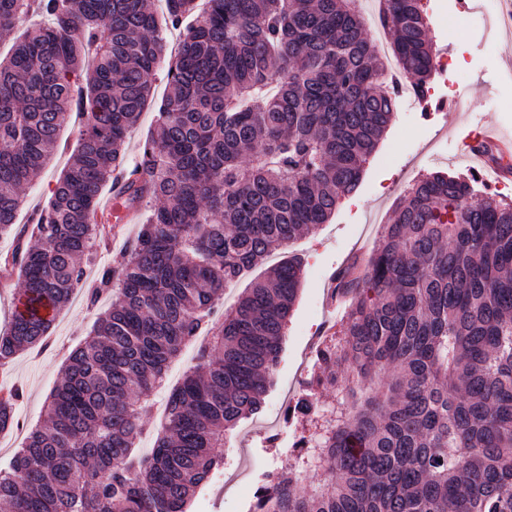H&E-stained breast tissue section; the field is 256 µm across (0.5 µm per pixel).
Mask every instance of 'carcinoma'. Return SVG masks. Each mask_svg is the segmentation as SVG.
Listing matches in <instances>:
<instances>
[{"instance_id": "cac0c4a2", "label": "carcinoma", "mask_w": 512, "mask_h": 512, "mask_svg": "<svg viewBox=\"0 0 512 512\" xmlns=\"http://www.w3.org/2000/svg\"><path fill=\"white\" fill-rule=\"evenodd\" d=\"M175 54L147 0H0V235L11 233L18 298L59 311L81 258L111 232L99 195L122 173L143 210L122 260L88 291L110 306L69 358L45 419L0 469L4 512H188L224 466V434L262 408L300 290L303 260L254 278L220 326L224 287L328 223L358 187L389 125L388 79L357 0H164ZM378 23L416 96L437 58L421 0H381ZM168 92L137 161L129 131ZM79 146L49 203L17 226L22 190L68 115ZM341 328L289 414L314 416L302 465L271 474L251 512H512V202L435 170L400 199L367 265L341 267ZM33 311L0 332V365L44 344ZM147 456L141 413L189 341ZM339 390L319 404L315 389ZM19 390L0 395V433ZM316 484L301 487L300 474Z\"/></svg>"}]
</instances>
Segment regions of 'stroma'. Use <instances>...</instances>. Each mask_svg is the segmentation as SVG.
I'll list each match as a JSON object with an SVG mask.
<instances>
[{
	"instance_id": "obj_1",
	"label": "stroma",
	"mask_w": 512,
	"mask_h": 512,
	"mask_svg": "<svg viewBox=\"0 0 512 512\" xmlns=\"http://www.w3.org/2000/svg\"><path fill=\"white\" fill-rule=\"evenodd\" d=\"M429 36L438 55L462 57L464 80L455 74L431 82L428 101L402 98L377 149L365 166L358 189L342 200L329 224L276 251L274 261L291 255L304 261L301 289L288 323L285 351L273 373V386L257 416L231 430L222 450L224 469L192 501L191 512H249L253 494L272 473L296 466L298 442L310 425L287 417L286 407L306 388L313 376L317 352L312 340L322 324L339 325L343 307L329 309L328 292L336 270L350 261L367 263L385 224L407 186L421 175L443 169L468 175L470 162L462 151L468 134L487 126L512 137V30L495 18L480 19L478 12L451 20L431 17ZM462 98L455 112L436 111L437 101ZM82 120L68 117L49 163L25 191L19 222L51 197L57 179L71 162ZM121 244L111 251L95 250L85 266V285L76 289L59 311L45 349L18 355L0 370V384L20 387L17 406L21 426L0 439V466H6L22 447L28 428L39 424L50 392L62 377L70 353L93 332L99 311L108 297L89 308L85 290L93 286L100 269L119 258Z\"/></svg>"
}]
</instances>
